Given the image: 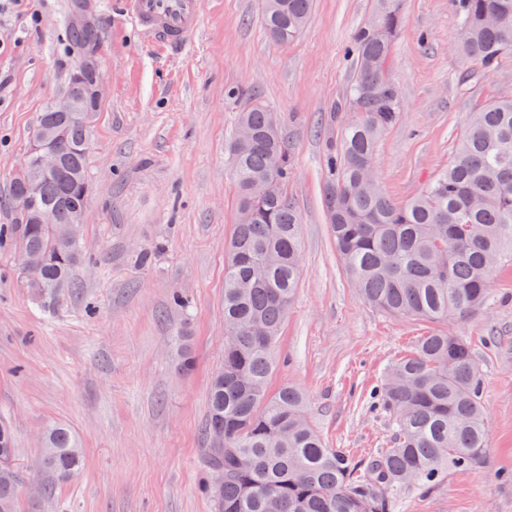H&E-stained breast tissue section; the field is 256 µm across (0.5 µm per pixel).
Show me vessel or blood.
Listing matches in <instances>:
<instances>
[{"label": "vessel or blood", "mask_w": 512, "mask_h": 512, "mask_svg": "<svg viewBox=\"0 0 512 512\" xmlns=\"http://www.w3.org/2000/svg\"><path fill=\"white\" fill-rule=\"evenodd\" d=\"M123 9L151 45L177 49L199 27L201 0H123Z\"/></svg>", "instance_id": "1"}]
</instances>
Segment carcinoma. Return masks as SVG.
Returning <instances> with one entry per match:
<instances>
[{
  "instance_id": "cac0c4a2",
  "label": "carcinoma",
  "mask_w": 512,
  "mask_h": 512,
  "mask_svg": "<svg viewBox=\"0 0 512 512\" xmlns=\"http://www.w3.org/2000/svg\"><path fill=\"white\" fill-rule=\"evenodd\" d=\"M267 36L285 45L305 28L313 0H263ZM459 50L495 70L512 50V0H455ZM402 25L401 0H376L370 21L352 36L355 74L346 104L356 118L342 127L327 156L324 192L336 251L355 288L393 319H424L447 329L422 337L374 391L391 417L392 445L358 464L328 448L311 426L294 386L269 391L271 352L301 282V218L288 196L291 153L278 115L260 100L240 113L229 156L238 219L224 264V378L212 380L204 436L210 469L221 477L218 512H391V492L430 487L448 469L476 471L487 457V411L469 342L452 327L480 310L497 265L512 261V100L471 112L448 167L415 197L400 201L363 180L402 101L390 74ZM36 124L60 126V172L29 198L21 223L0 225V248L24 244L44 255L27 287L45 308L74 287L82 260L66 230L86 209L88 139L84 122L53 106ZM37 154L15 172L11 200L26 195ZM53 223L37 224L43 211ZM223 435L219 442L215 436ZM10 429L0 425V458L14 457ZM75 434L46 427L41 466L54 482L82 467ZM18 470L0 462V512H17Z\"/></svg>"
}]
</instances>
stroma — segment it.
<instances>
[{"instance_id": "stroma-1", "label": "stroma", "mask_w": 512, "mask_h": 512, "mask_svg": "<svg viewBox=\"0 0 512 512\" xmlns=\"http://www.w3.org/2000/svg\"><path fill=\"white\" fill-rule=\"evenodd\" d=\"M375 0H314L288 45L272 42L262 0H202L200 27L171 53L146 42L120 0H7L0 8V225L36 115L65 91L79 53L69 25L95 24L104 95L90 119V194L78 286L44 309L12 250H0V423L21 473L18 512H217L206 463L207 395L224 364V262L237 222L228 143L253 100L274 109L291 145L288 195L301 217L302 283L274 349L272 387L293 384L328 447L361 461L391 445L370 392L436 331L366 303L336 254L323 208L325 158L350 119L353 31ZM391 73L401 94L377 176L406 200L451 160L467 113L512 98V51L483 76L458 50L452 0H403ZM149 253L150 263L140 261ZM180 302H173V295ZM487 409L484 467L435 488L393 491V512H512V264L484 308L458 322ZM195 366H176L180 346ZM78 436L81 472L41 494V436Z\"/></svg>"}]
</instances>
